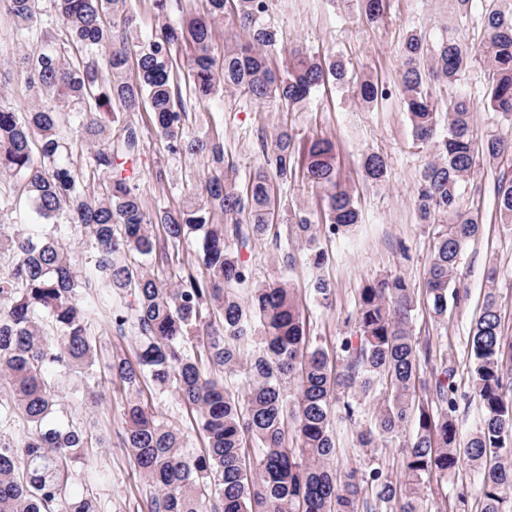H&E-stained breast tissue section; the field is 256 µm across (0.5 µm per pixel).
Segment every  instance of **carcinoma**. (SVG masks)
<instances>
[{"label":"carcinoma","instance_id":"carcinoma-1","mask_svg":"<svg viewBox=\"0 0 512 512\" xmlns=\"http://www.w3.org/2000/svg\"><path fill=\"white\" fill-rule=\"evenodd\" d=\"M385 2L360 0L368 22L384 18ZM154 7L164 18L178 13L177 22L140 43L128 0H50L48 10L40 0H0L20 49L14 69H0V84L21 74L30 93L22 112L0 107V177L9 182L0 213L24 203L52 225L0 226V252L10 257L0 276V512H102L87 488L100 475L84 473L80 491L75 482L104 439L59 414L52 376L73 375L77 391L99 398L101 350L88 323L106 305L117 335L131 321L139 336L134 357L114 354L107 369L129 394L122 442L155 488L147 512H431L424 488L462 467L476 482L479 512H512V336L502 330L498 292L485 291L469 331L481 418L465 436L452 360L411 329L418 304L440 321L464 300L459 266L481 224L463 209V193L478 156L512 158L511 139H475L476 103L462 84L483 59L484 108L512 115V0H482L478 46L459 28L434 45L407 34L400 90L415 139L432 152L415 195L420 222L433 226L426 288L419 299L401 275L364 284L348 316L355 333L332 354L307 333L295 289L255 283L250 257L269 240L284 270L301 253L319 269L327 261L321 234L345 238L360 223L352 189L337 178L334 143L300 144L287 128L261 136L260 165L239 186L224 172L223 137L189 130V112L223 90L296 109L329 84L354 82L367 103L386 89L354 81L342 58L298 48L288 66L273 68L267 51L278 33L263 24L267 0H205L195 12L182 0ZM226 14L245 41L219 57L212 35ZM139 112L150 114L171 153L212 167L178 207L146 208L128 166L143 149ZM77 139L87 147L83 165L73 160ZM361 168L375 185L387 179L378 152H365ZM299 172L324 191L322 223L298 211L275 224V184ZM495 195L499 224L512 231V170L501 173ZM73 233L94 245L82 264L62 243ZM190 238L194 265L170 282L151 273ZM239 375L244 384L233 391L227 379ZM145 386L174 392L196 413L202 453L188 452L183 430L148 409ZM21 421L24 438L7 437ZM347 428L353 450L404 435L399 474L380 463L335 468ZM255 443L263 455L254 463Z\"/></svg>","mask_w":512,"mask_h":512}]
</instances>
